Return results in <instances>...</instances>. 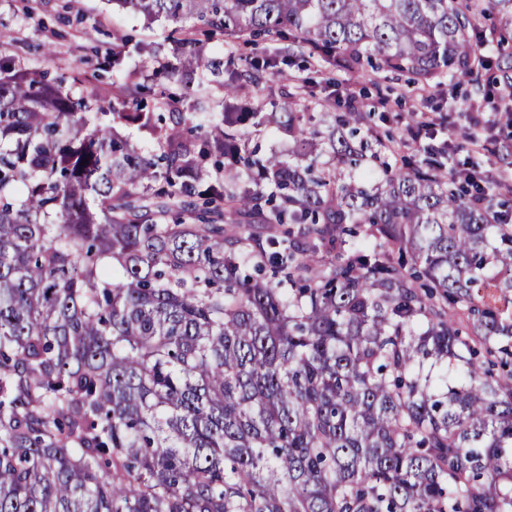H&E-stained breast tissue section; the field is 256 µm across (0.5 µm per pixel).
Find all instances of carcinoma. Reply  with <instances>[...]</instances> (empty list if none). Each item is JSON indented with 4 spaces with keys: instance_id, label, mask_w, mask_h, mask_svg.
<instances>
[{
    "instance_id": "1",
    "label": "carcinoma",
    "mask_w": 512,
    "mask_h": 512,
    "mask_svg": "<svg viewBox=\"0 0 512 512\" xmlns=\"http://www.w3.org/2000/svg\"><path fill=\"white\" fill-rule=\"evenodd\" d=\"M112 3L485 97L487 14L512 71V0ZM12 46L1 29L0 512H512V311L480 295L512 291V224L480 179L354 142L362 102L236 111L271 59L183 29L140 47L192 100L167 121L145 85L107 105ZM98 64L124 79L120 49ZM266 123L288 158L248 149ZM252 224L288 225L276 281Z\"/></svg>"
}]
</instances>
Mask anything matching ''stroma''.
Masks as SVG:
<instances>
[{
    "instance_id": "1",
    "label": "stroma",
    "mask_w": 512,
    "mask_h": 512,
    "mask_svg": "<svg viewBox=\"0 0 512 512\" xmlns=\"http://www.w3.org/2000/svg\"><path fill=\"white\" fill-rule=\"evenodd\" d=\"M1 28L15 37L16 52L27 64L44 65L43 51L51 49L56 66L61 67L73 91L95 87L107 97L112 89L98 75L94 51L98 46L114 44L116 35H123L127 39L124 51L128 64L137 71L139 82L152 86L155 94L178 98L181 111L189 109L190 102L182 98L180 86L161 75L162 58L137 51L138 46L162 42L171 23L145 24L139 14L106 4L105 0H0ZM274 72L271 92L248 87L239 91L238 101L266 103L271 94L295 91L304 81L321 99L342 98L352 92L365 98L368 110L374 111L368 127L374 137L386 143L402 141L412 115L432 110L443 113L453 103L459 110L452 113L449 127L435 132L432 146L461 139L470 124L485 123L489 126L486 149L456 154L457 167L466 170L476 164L487 177L497 176L503 169L512 172V155L504 159L499 154L503 147L512 151V124L495 123L491 99L475 95L468 82H443L420 92L403 76L381 73L362 80L322 69L315 60L302 57L278 64Z\"/></svg>"
}]
</instances>
